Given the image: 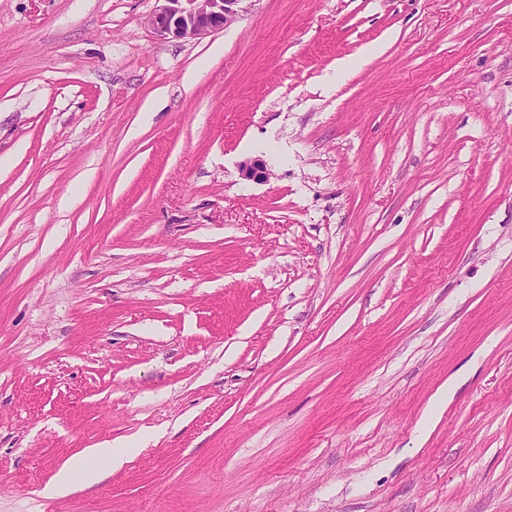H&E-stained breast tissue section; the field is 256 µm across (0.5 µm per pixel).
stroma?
Here are the masks:
<instances>
[{"label": "stroma", "instance_id": "obj_1", "mask_svg": "<svg viewBox=\"0 0 512 512\" xmlns=\"http://www.w3.org/2000/svg\"><path fill=\"white\" fill-rule=\"evenodd\" d=\"M157 7L0 0V512H512V0ZM165 5L147 17V25L163 39H201L233 24L246 0H159ZM114 448L123 447L113 446L112 448L110 445L104 448H91L89 452L91 462L84 466L82 473V479L86 485L94 484L100 479L103 472L98 466L99 461H106L113 470L121 467L126 461L127 453L118 452Z\"/></svg>", "mask_w": 512, "mask_h": 512}]
</instances>
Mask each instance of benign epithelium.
Instances as JSON below:
<instances>
[{
  "mask_svg": "<svg viewBox=\"0 0 512 512\" xmlns=\"http://www.w3.org/2000/svg\"><path fill=\"white\" fill-rule=\"evenodd\" d=\"M165 5L147 17V25L163 39H201L233 24L245 0H164ZM241 176L261 181L268 169L259 158L240 164Z\"/></svg>",
  "mask_w": 512,
  "mask_h": 512,
  "instance_id": "1",
  "label": "benign epithelium"
}]
</instances>
